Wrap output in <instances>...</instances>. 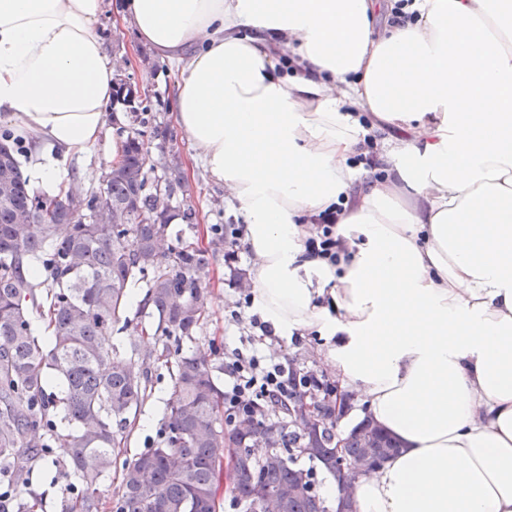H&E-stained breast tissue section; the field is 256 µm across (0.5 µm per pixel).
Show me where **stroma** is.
I'll list each match as a JSON object with an SVG mask.
<instances>
[{
	"instance_id": "1",
	"label": "stroma",
	"mask_w": 512,
	"mask_h": 512,
	"mask_svg": "<svg viewBox=\"0 0 512 512\" xmlns=\"http://www.w3.org/2000/svg\"><path fill=\"white\" fill-rule=\"evenodd\" d=\"M98 29L104 37L109 55L130 58L126 80L139 96L147 98L159 120L164 125H171L178 72L150 48L138 43L131 29H117L114 14L105 13L98 23ZM173 146L181 156L186 179L183 201L192 205L197 214L195 225L188 226L178 220L173 228L204 247L212 237L214 225L237 224L241 218L232 207L230 195L211 181L200 166L195 165V149L191 141L178 134L174 137ZM234 249L238 254L236 263H225L224 254L220 251L210 257L206 318L194 343L195 348L204 353L210 352L215 346L223 353H232L235 348L241 347V338L247 333L246 318L235 314L239 296L236 277L248 274L253 265V256L244 243H236ZM280 343L284 353L297 367L330 373L326 359L328 347L321 338L313 337L298 345L293 339L284 337ZM172 392V382L165 365L160 362L152 364L148 397L142 411L110 473L99 485L98 494L102 501H111L118 492L124 462L135 458L157 440L165 423L164 411ZM65 459L64 449L59 448L52 457L36 460L29 466L24 483L38 498L35 512H62L64 501L72 497L75 480L65 465Z\"/></svg>"
}]
</instances>
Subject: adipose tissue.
Wrapping results in <instances>:
<instances>
[{"label": "adipose tissue", "mask_w": 512, "mask_h": 512, "mask_svg": "<svg viewBox=\"0 0 512 512\" xmlns=\"http://www.w3.org/2000/svg\"><path fill=\"white\" fill-rule=\"evenodd\" d=\"M121 0L179 70L174 126L243 213L253 302L285 336L331 339L342 388L402 447L355 484L356 512H512V0ZM107 0H0V125L24 175L105 124L116 64ZM385 179L358 182L366 130ZM343 205L341 268L308 257L304 218Z\"/></svg>", "instance_id": "adipose-tissue-1"}]
</instances>
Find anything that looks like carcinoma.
<instances>
[{
	"instance_id": "cac0c4a2",
	"label": "carcinoma",
	"mask_w": 512,
	"mask_h": 512,
	"mask_svg": "<svg viewBox=\"0 0 512 512\" xmlns=\"http://www.w3.org/2000/svg\"><path fill=\"white\" fill-rule=\"evenodd\" d=\"M134 126L118 128L122 156L108 166L100 186L48 198L22 177L25 149L0 131V472L12 478L9 500L22 503L20 478L29 465L68 449L67 466L79 489L68 512H101L98 485L126 444L148 390L150 361L171 360L174 395L158 440L123 468L121 490L109 512H217L224 459H230L231 492L251 512H262L256 489L287 494L286 512H327L313 472L296 465L305 457L336 478L334 408L319 404L321 427L307 432L293 417L301 398L279 420L257 419L230 428L224 422V390L214 355L182 350L205 316L209 253L224 247L213 233L209 247L182 237L169 242L171 224L192 223L189 206L172 205L184 177L177 152L164 165L162 185L145 176V134L168 138L148 105L138 104ZM38 264L50 277L28 275ZM141 308L128 309L133 288ZM154 319L159 351L131 349L114 361L112 333L135 320ZM57 385L58 391L48 390ZM374 449L386 460L398 439L371 417L345 437L357 458ZM265 445L268 453L252 456ZM294 490L288 494V490Z\"/></svg>"
}]
</instances>
